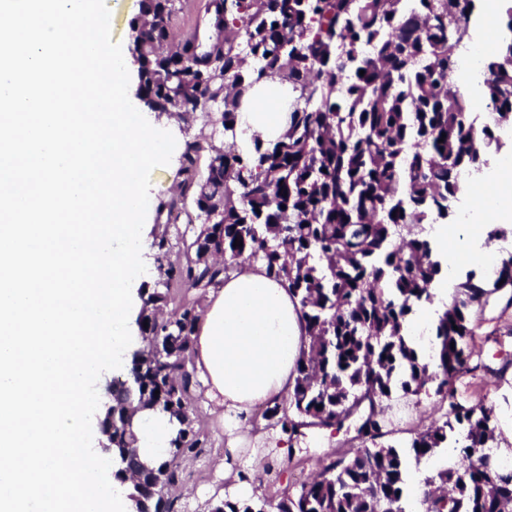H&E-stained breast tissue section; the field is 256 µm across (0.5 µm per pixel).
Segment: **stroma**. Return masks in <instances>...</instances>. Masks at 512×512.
<instances>
[{
  "instance_id": "stroma-1",
  "label": "stroma",
  "mask_w": 512,
  "mask_h": 512,
  "mask_svg": "<svg viewBox=\"0 0 512 512\" xmlns=\"http://www.w3.org/2000/svg\"><path fill=\"white\" fill-rule=\"evenodd\" d=\"M506 23L504 0H479L465 39L466 45L483 48L488 56L495 54L507 33ZM211 112V117H200L188 124L165 117L157 118L156 123L158 128L173 134L177 145L205 137L220 146L224 139L214 134L211 120L220 117L222 109L215 105ZM496 190V185L485 184L472 193L458 194L448 219L449 236L460 234L458 217L464 213L478 237H485L487 219L482 212V202L485 195ZM470 326L476 368L454 380V398L468 407L478 403L493 406L498 417L495 445L508 448L512 446V289L492 293L481 305L474 307L470 312ZM191 405L194 409L193 427L206 435L208 446L200 458L181 463L182 482L172 494L178 497L183 512H203L207 502L227 486L235 488L236 496L241 500L252 499L257 494L276 500L282 488L313 478L327 455L342 454L359 445L356 438L358 421L354 418L337 432L319 427L306 428L298 443L292 444L280 428H267L259 414L250 413L247 423L255 434L268 430L276 437L272 453L274 469L255 490L237 475L239 468L262 465L265 453L256 450L255 439H243L242 429L231 431L218 422L205 397H195ZM388 416L392 421V441L404 446L432 421L441 419L442 412L436 395L424 394L417 398L399 392L391 402ZM220 460L225 462V470L216 469L215 464Z\"/></svg>"
}]
</instances>
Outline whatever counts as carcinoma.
<instances>
[{"mask_svg": "<svg viewBox=\"0 0 512 512\" xmlns=\"http://www.w3.org/2000/svg\"><path fill=\"white\" fill-rule=\"evenodd\" d=\"M475 8L476 0H219L209 18L215 36L203 43L191 35L172 48L175 0H140L131 51L138 97L150 110L184 117L216 101L227 137L241 100L260 81L286 83L297 96L283 137L256 142L249 156L230 141L185 142L183 179L158 203L166 221L153 247L164 280L141 295L137 323L147 350L112 379L119 399L112 457L136 451L133 421L124 419L135 401L166 414L173 429L166 455L145 465L147 486H132L130 496L147 493L158 478L167 488L179 484L181 461L206 447V436L187 424L188 402L201 389L190 366L192 336L208 288L242 259L287 285L309 335L288 406H268L262 418L291 440L357 415L358 436L371 443L351 456H328L317 476L279 499L277 512H408V461L418 464L439 448L453 449V460L423 479L431 512H505L512 504V470L485 460L497 428L491 406L451 401L445 421L406 448L384 442L395 387L417 397L431 382L435 393L452 397L474 353L470 310L488 294L487 280L466 272L439 317L434 363H422L402 330L433 301L445 271L427 226L448 223L459 173L483 169L499 143L448 82L458 67L453 47ZM510 54L512 37L484 63L485 97L502 125L512 123V66L503 64ZM206 148L202 173L197 162ZM189 195L202 228L182 239L172 260L169 227ZM174 287L194 297L160 318ZM493 288H512V255ZM268 505L227 493L208 509L266 512Z\"/></svg>", "mask_w": 512, "mask_h": 512, "instance_id": "1", "label": "carcinoma"}]
</instances>
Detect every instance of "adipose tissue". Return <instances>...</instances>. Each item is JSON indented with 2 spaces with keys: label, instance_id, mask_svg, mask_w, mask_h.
Segmentation results:
<instances>
[{
  "label": "adipose tissue",
  "instance_id": "ef3b65f1",
  "mask_svg": "<svg viewBox=\"0 0 512 512\" xmlns=\"http://www.w3.org/2000/svg\"><path fill=\"white\" fill-rule=\"evenodd\" d=\"M280 86L262 81L238 112V147L248 154L255 142H275L288 127ZM308 345L301 308L287 286L267 276L258 263L239 262L210 288L199 311L191 361L207 397L225 413L246 415L254 406L287 400L296 364ZM142 459H158L172 427L167 417L143 409L134 417Z\"/></svg>",
  "mask_w": 512,
  "mask_h": 512
}]
</instances>
